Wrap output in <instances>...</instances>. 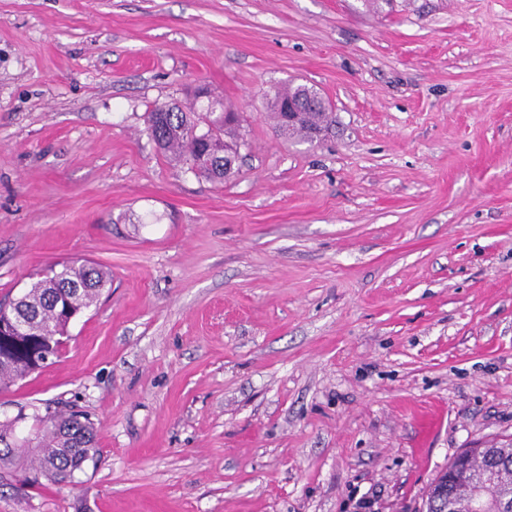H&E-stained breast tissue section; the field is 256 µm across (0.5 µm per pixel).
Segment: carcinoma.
I'll list each match as a JSON object with an SVG mask.
<instances>
[{
    "instance_id": "obj_1",
    "label": "carcinoma",
    "mask_w": 512,
    "mask_h": 512,
    "mask_svg": "<svg viewBox=\"0 0 512 512\" xmlns=\"http://www.w3.org/2000/svg\"><path fill=\"white\" fill-rule=\"evenodd\" d=\"M288 101L307 107L301 113L299 124L286 131L288 136L296 135L312 143L314 139L310 131L325 133L329 130L331 108L320 92L306 84L288 83L276 88L268 103L278 132H283L280 108ZM148 120L150 136L161 141L160 149L189 164L196 175L224 182L238 174L239 169L229 159H221L209 166L195 165L199 148L196 134L200 124L207 125L206 133L212 137L236 136L235 127L224 124L223 116L215 115L213 105H208L205 114L201 115L193 106L184 111L164 104L153 108ZM109 286V275L97 265L73 263L66 265L58 283L49 284L46 278H39L22 297L6 304L0 302L1 315L9 308L19 317L38 316L40 321L53 327L52 334L43 338L12 336L0 340V352L9 357V362L0 364V385L26 378L41 369L46 360L61 353L64 346L61 338L68 328L66 300H71L73 309L84 310L98 302L103 290ZM96 454V436L87 417L77 411H48L40 419L35 447L24 442H0V469L22 463L34 468L37 477L67 485L72 482L75 471L82 469L84 463Z\"/></svg>"
}]
</instances>
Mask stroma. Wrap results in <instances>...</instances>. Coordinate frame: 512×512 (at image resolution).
Segmentation results:
<instances>
[{"label":"stroma","mask_w":512,"mask_h":512,"mask_svg":"<svg viewBox=\"0 0 512 512\" xmlns=\"http://www.w3.org/2000/svg\"><path fill=\"white\" fill-rule=\"evenodd\" d=\"M336 123L286 138L267 93ZM199 86L239 173L147 133ZM112 286L0 420L75 406L98 454L0 512H425L512 441V0H0V300ZM288 101L297 104L288 103V105L284 107V112L287 113L286 120L289 124L297 120L299 116L298 112H302L298 105L308 106V109L300 113L301 117L297 126L285 131L281 124L283 113L280 112V108L284 102ZM311 104H313L315 108H310L309 106ZM268 109L270 114H272L277 131L286 138L296 135L312 143L318 139L314 140L310 136L309 131L315 130L325 133L329 130L332 123L330 117L332 113L330 112L331 108L329 103L317 89L306 84L295 85L288 83L276 88L268 103Z\"/></svg>","instance_id":"stroma-1"}]
</instances>
